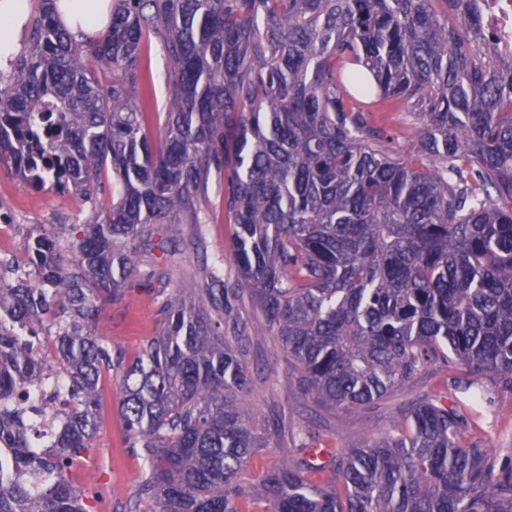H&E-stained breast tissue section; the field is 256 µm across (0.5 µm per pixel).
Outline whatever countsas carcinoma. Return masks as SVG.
<instances>
[{
	"label": "carcinoma",
	"mask_w": 512,
	"mask_h": 512,
	"mask_svg": "<svg viewBox=\"0 0 512 512\" xmlns=\"http://www.w3.org/2000/svg\"><path fill=\"white\" fill-rule=\"evenodd\" d=\"M53 2L0 74V160L93 215L77 272L38 237L42 287H0V320L24 327L58 306L71 395L41 447L9 402L42 383V362L0 324V512H89L67 468L98 431L109 366L147 461L130 512H242V468L281 431L247 406L248 305L317 405L356 410L442 372L388 432L323 462L320 435H291L261 482L268 512H512V462L471 440L479 405L512 394V55L477 38L475 13L460 0H120L92 42ZM152 36L168 97L156 135ZM390 112L422 117L415 158L394 146ZM215 180L234 276L215 263L157 289L159 335L130 364L112 358L97 317L157 225L201 239Z\"/></svg>",
	"instance_id": "1"
}]
</instances>
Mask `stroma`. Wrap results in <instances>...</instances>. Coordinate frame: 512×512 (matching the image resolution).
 Masks as SVG:
<instances>
[{
    "label": "stroma",
    "mask_w": 512,
    "mask_h": 512,
    "mask_svg": "<svg viewBox=\"0 0 512 512\" xmlns=\"http://www.w3.org/2000/svg\"><path fill=\"white\" fill-rule=\"evenodd\" d=\"M91 217L89 205L69 193L39 191L25 183L11 163H0V224L18 225L13 243L26 252L29 241L45 234L55 238L62 251L80 237L79 226ZM223 261L225 275L235 270L231 248V227L225 222L208 224L199 249L168 254L154 251L140 261L142 275L165 271L170 285L198 280L205 263ZM160 301L139 282H131L123 297L106 304L98 330L113 353L134 359L143 346L161 330ZM278 346L269 334L252 337L248 364L252 378L249 409L258 420L280 416L286 436L272 437L244 465L241 481L255 491L266 469L279 462L291 448L289 432L312 429L326 434L328 445L361 443L384 434L398 418L400 409L412 399L431 392L429 377L389 398L355 411L321 407L303 400L294 384L293 370L278 359ZM276 363V377H267L268 363ZM119 374L103 371L99 385L100 429L92 448L75 458L67 470L73 484L84 494L94 512H128V503L143 478L145 464L141 449L131 447L119 410ZM482 445L496 449L500 456L512 455V396L503 395L473 433Z\"/></svg>",
    "instance_id": "35a3bbf8"
}]
</instances>
